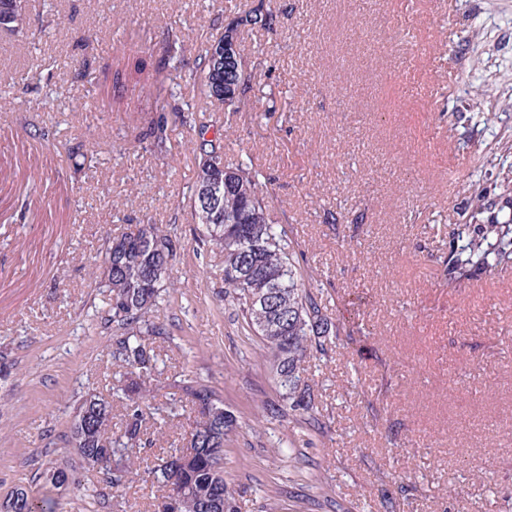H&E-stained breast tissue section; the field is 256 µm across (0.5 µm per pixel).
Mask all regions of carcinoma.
Segmentation results:
<instances>
[{"label": "carcinoma", "instance_id": "obj_1", "mask_svg": "<svg viewBox=\"0 0 512 512\" xmlns=\"http://www.w3.org/2000/svg\"><path fill=\"white\" fill-rule=\"evenodd\" d=\"M24 12V0H0V25L23 27ZM205 59L206 97L229 112L241 111L250 82L242 52H237L235 73L230 75L218 68L210 54ZM141 136L153 151H166L164 126L151 122ZM218 140L217 136L202 143L205 150L194 191V209L205 228V240L224 252L226 294L260 339L269 368L280 375L284 406L295 420L322 428L325 423L316 416L314 396L303 377L304 364L313 351L327 354V344L339 336V328L326 307L298 282L292 241L271 217L256 173L243 165L213 170L214 156H224ZM465 192L469 223L457 229L461 245L452 248L446 260L448 284L458 287L478 274L512 271V216H487L488 197L511 194L512 180L471 184ZM171 257V240L160 224H138L136 230L112 238L105 249L100 285L108 292L112 356L134 375L118 395L125 425L113 431L112 401L92 393L81 403L67 443L90 466L109 460L106 474L115 490L137 474L141 451L153 444L146 426L150 413L144 405L154 371L147 338L163 335V329L145 315L158 305ZM183 390L195 400L196 416L182 446L157 459L150 469L162 488L157 512H163L174 496L178 512H237L236 491L224 480V441L237 419L210 387L185 381ZM43 477L55 489L69 480L68 472L57 467L45 470ZM0 512L45 509L25 488L16 487L0 501Z\"/></svg>", "mask_w": 512, "mask_h": 512}]
</instances>
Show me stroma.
Returning a JSON list of instances; mask_svg holds the SVG:
<instances>
[{
  "label": "stroma",
  "instance_id": "stroma-1",
  "mask_svg": "<svg viewBox=\"0 0 512 512\" xmlns=\"http://www.w3.org/2000/svg\"><path fill=\"white\" fill-rule=\"evenodd\" d=\"M239 26L247 105L203 92L206 49ZM0 27V498L55 512H154L141 475L113 496L64 438L89 392L126 380L112 357L105 242L167 229L170 282L149 314L156 443H179L212 386L239 427L224 445L238 512H512V272L450 286L462 188L512 168V0H26ZM180 80L150 96L144 57ZM167 120L168 151L136 142ZM224 129V161L253 164L295 261L341 339L305 366L319 433L271 417L281 388L224 294V254L193 209L196 127ZM88 157L74 166L69 149ZM65 466L70 482L43 473ZM1 512H45L42 505L29 495L23 487L14 490L0 502Z\"/></svg>",
  "mask_w": 512,
  "mask_h": 512
}]
</instances>
